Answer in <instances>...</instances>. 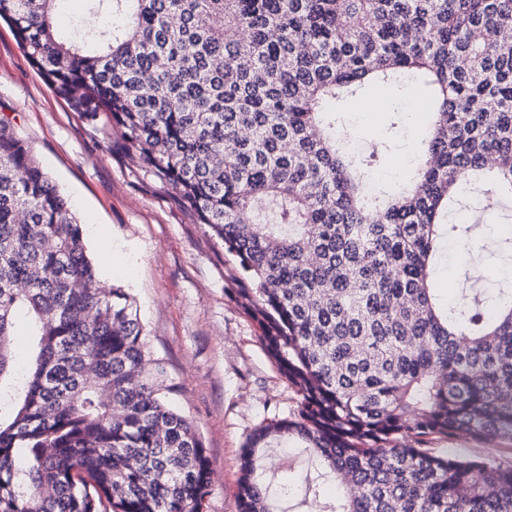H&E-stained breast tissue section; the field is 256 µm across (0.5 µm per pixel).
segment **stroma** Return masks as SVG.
Instances as JSON below:
<instances>
[{
    "instance_id": "stroma-1",
    "label": "stroma",
    "mask_w": 512,
    "mask_h": 512,
    "mask_svg": "<svg viewBox=\"0 0 512 512\" xmlns=\"http://www.w3.org/2000/svg\"><path fill=\"white\" fill-rule=\"evenodd\" d=\"M412 98L395 86H370L341 104L337 124L360 142L387 143L376 167L395 185L394 167L415 148ZM401 123H394V114ZM10 117L44 172L65 194L81 224L89 254L104 280L134 296L151 356L164 359L179 387L175 403L194 422L212 470L206 512H240L239 457L249 437L287 418L297 397L268 357L255 322L236 293L232 256L177 192L130 154L119 131L100 118L87 124L55 96L0 25V115ZM433 452L451 450L512 461V444L469 437L430 440ZM263 480L278 489L293 480L279 512H313L304 496L317 466L296 444L269 449Z\"/></svg>"
}]
</instances>
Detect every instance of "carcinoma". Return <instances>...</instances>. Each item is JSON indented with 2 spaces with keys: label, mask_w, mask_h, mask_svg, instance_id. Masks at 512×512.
<instances>
[{
  "label": "carcinoma",
  "mask_w": 512,
  "mask_h": 512,
  "mask_svg": "<svg viewBox=\"0 0 512 512\" xmlns=\"http://www.w3.org/2000/svg\"><path fill=\"white\" fill-rule=\"evenodd\" d=\"M56 2L0 0V19L223 242L299 397L245 445L240 512H275L257 452L289 440L321 462L316 512H512V464L425 448L512 442V288L449 302L434 285L445 242L476 254L448 212L475 189L512 203V0H84L80 40L58 36ZM407 77L431 87L420 161L372 190L336 102ZM146 347L0 116V512H204L210 460Z\"/></svg>",
  "instance_id": "cac0c4a2"
}]
</instances>
